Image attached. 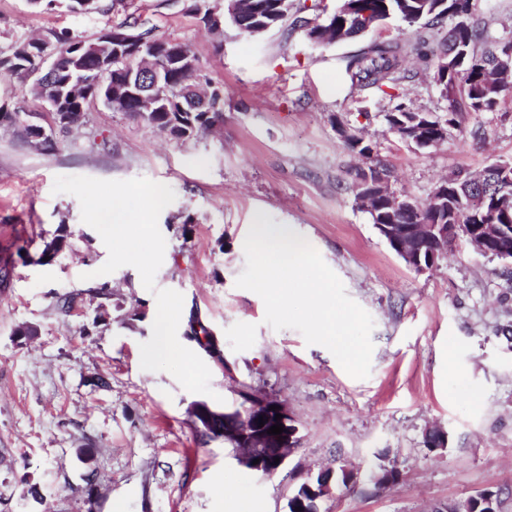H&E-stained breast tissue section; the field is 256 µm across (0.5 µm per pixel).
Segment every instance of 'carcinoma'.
I'll list each match as a JSON object with an SVG mask.
<instances>
[{"instance_id":"carcinoma-1","label":"carcinoma","mask_w":512,"mask_h":512,"mask_svg":"<svg viewBox=\"0 0 512 512\" xmlns=\"http://www.w3.org/2000/svg\"><path fill=\"white\" fill-rule=\"evenodd\" d=\"M244 19L253 20L267 30L280 27L292 7L289 0H240ZM67 8L75 14L107 13L110 7L101 0H68ZM370 12L374 18L371 27L390 18H400L413 29L412 50L417 57L432 66L433 78L442 87L448 101L445 117H429V122L440 127L445 134L455 130L464 133L463 115L467 112H494L497 110L504 88L489 80L496 63L501 59V41L487 35L485 28L474 21L475 0H351L350 14L342 17L336 13L326 20L314 24L306 18L297 20L308 40L316 43L325 38L354 39L364 29L362 15ZM449 22L448 37L442 50L435 51L421 33L428 26ZM110 29L133 32L144 39L142 48L146 51L163 45H175L193 60H198L192 48L182 42H173L154 33L140 18L127 16ZM457 42H464L470 48L468 57L453 62L450 51ZM85 40L68 30L53 31L48 37L33 45L28 39H17L0 48V75L20 80L28 87V93L39 103H60L76 117L83 116L86 106L99 101L111 110L125 112L157 127L176 141H187L212 127L224 122V84L206 82L203 94L205 105L198 109L190 97L191 88L199 87V69L189 70L170 55L155 54L150 65L157 68L163 98L153 101L156 91L147 88L140 77L143 59L131 51L114 55L103 51L90 57L82 54ZM405 46L399 42L373 46L350 57L347 69L354 84L362 90L391 87L400 80ZM415 115V111L403 104L384 115L389 128L401 139L424 148L431 139L432 128L415 130L403 128L401 123ZM26 142L42 141V149L54 150L58 146L53 132L42 125L33 128L19 125ZM345 147L366 160L371 175L390 181L391 170L375 158L371 143L360 137L344 141ZM364 168V169H366ZM364 169L356 170L358 179ZM491 167L480 174L472 175L458 171L441 180L435 190L439 200L429 206L422 220L430 224H512V204L500 207L497 201L501 195L512 193L499 187L496 181L487 177ZM375 224H410L412 217L398 213L383 202L371 215ZM70 248L67 236L55 235L43 243L39 262H52ZM327 493L307 494L298 501L288 500V512H319L320 502ZM483 498L478 496L462 502L448 504V512H485Z\"/></svg>"}]
</instances>
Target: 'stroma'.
Returning a JSON list of instances; mask_svg holds the SVG:
<instances>
[{
	"mask_svg": "<svg viewBox=\"0 0 512 512\" xmlns=\"http://www.w3.org/2000/svg\"><path fill=\"white\" fill-rule=\"evenodd\" d=\"M131 13L189 44L203 76L223 82L224 124L176 141L96 102L53 152L0 126V248L28 249L0 288V512H288L295 467L343 464L357 483L320 512H441L486 488L503 489L500 512H512V273L463 242L433 270L408 267L356 205L362 161L334 126L370 140L392 190L423 204L458 170L512 161V89L496 111L467 114L466 135L419 150L384 114L401 102L445 112L431 69L411 55L396 85L362 91L346 68L368 46L412 43L397 19L318 46L287 25L257 38L228 25L217 38L168 0H112L109 13L88 15L64 0L51 10L0 0V46L62 29L91 40ZM59 176L144 177L173 189L158 219L166 248L155 284L182 293L184 312L224 350V361L205 360L215 410L233 405L244 383L286 401L301 443L276 475L239 465L222 440H202L189 416L200 394L142 369L156 298L134 267L97 276L108 251L78 199L54 193ZM262 215L303 235L373 317L368 378L350 377L299 331L273 329L261 297L236 287ZM61 226L70 251L39 264L43 240ZM63 295L74 298L70 311L57 306ZM23 326L35 335L17 336ZM435 426L446 447L427 446ZM391 466L400 480L374 487L371 475Z\"/></svg>",
	"mask_w": 512,
	"mask_h": 512,
	"instance_id": "obj_1",
	"label": "stroma"
}]
</instances>
